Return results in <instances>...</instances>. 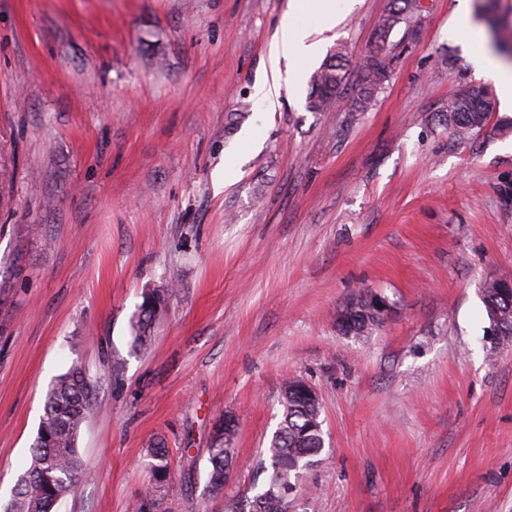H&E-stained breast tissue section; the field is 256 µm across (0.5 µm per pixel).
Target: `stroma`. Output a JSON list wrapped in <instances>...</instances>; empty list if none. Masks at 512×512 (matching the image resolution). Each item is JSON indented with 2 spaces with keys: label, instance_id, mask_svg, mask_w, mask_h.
Here are the masks:
<instances>
[{
  "label": "stroma",
  "instance_id": "1",
  "mask_svg": "<svg viewBox=\"0 0 512 512\" xmlns=\"http://www.w3.org/2000/svg\"><path fill=\"white\" fill-rule=\"evenodd\" d=\"M463 2L512 43V0H421L350 122L346 95L309 111L308 72L275 109L255 93L284 16L319 30L293 0H0L1 501L78 363L96 385L84 469L55 512H129L159 436L169 512H224L258 479L290 376L318 390L325 439L290 512H512V343L491 348L482 302L512 282V114L464 141L434 119L478 82ZM388 6L356 0L321 58L345 44L356 75ZM153 288L169 299L135 352ZM361 291L388 318L342 335ZM225 414L237 463L216 492ZM167 297L158 290H145L142 302L133 314L131 325V346L141 349L151 341V328L157 311L166 305ZM225 426L236 428V420L228 415L217 420L213 428L211 446L207 450V485L213 491L224 490L227 484L226 473L235 461L236 448L231 446L235 432L231 438L224 439Z\"/></svg>",
  "mask_w": 512,
  "mask_h": 512
}]
</instances>
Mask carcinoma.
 Returning a JSON list of instances; mask_svg holds the SVG:
<instances>
[{"label":"carcinoma","instance_id":"cac0c4a2","mask_svg":"<svg viewBox=\"0 0 512 512\" xmlns=\"http://www.w3.org/2000/svg\"><path fill=\"white\" fill-rule=\"evenodd\" d=\"M420 0H391L387 13L380 19L363 57L349 108L350 117L366 112L391 76L393 56L388 38L400 23L409 29L417 27ZM345 49L340 47L313 75L314 95L309 100L313 112H330L336 106L348 81L343 67ZM495 110L490 92L483 86H471L448 100L439 121L465 139L483 131ZM167 297L158 290H147L133 314L130 325L134 349L151 341V328L157 311L166 305ZM358 305L354 325L337 329L349 336H369L385 323L373 307L371 294L359 292L347 299L339 309L343 313L351 304ZM483 303L490 321V331L499 341H512V285L491 281L483 289ZM94 381L83 367L74 363L59 375L47 391L44 412L31 449V462L17 483L10 499L0 512H52L56 504L73 493L83 469L77 442L82 424L91 407ZM281 422L265 448L261 460L267 477L254 495L239 494L227 500V512H288L294 485L302 492V478L324 448L322 404L307 394V382L300 377L288 378L280 394ZM153 481L150 488L133 504L132 512H168L164 485L169 475L166 442L156 438L150 448ZM235 461L231 439L224 437V419L217 420L208 448L207 485L222 491L227 484L229 467Z\"/></svg>","mask_w":512,"mask_h":512}]
</instances>
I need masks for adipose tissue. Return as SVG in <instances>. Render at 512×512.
Masks as SVG:
<instances>
[{"mask_svg": "<svg viewBox=\"0 0 512 512\" xmlns=\"http://www.w3.org/2000/svg\"><path fill=\"white\" fill-rule=\"evenodd\" d=\"M320 48V41L313 38L310 30L296 26L290 19H283L280 38L272 53L271 78L258 84V95L266 101L276 97L283 74L301 77L306 65Z\"/></svg>", "mask_w": 512, "mask_h": 512, "instance_id": "ef3b65f1", "label": "adipose tissue"}]
</instances>
